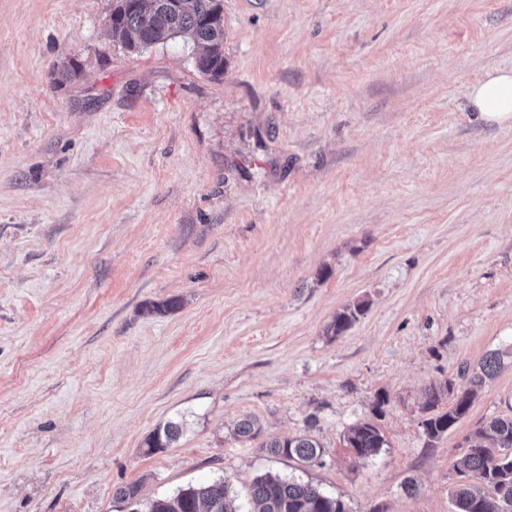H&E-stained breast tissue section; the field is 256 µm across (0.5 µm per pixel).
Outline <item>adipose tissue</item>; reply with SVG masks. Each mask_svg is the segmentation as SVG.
Listing matches in <instances>:
<instances>
[{
  "instance_id": "adipose-tissue-1",
  "label": "adipose tissue",
  "mask_w": 512,
  "mask_h": 512,
  "mask_svg": "<svg viewBox=\"0 0 512 512\" xmlns=\"http://www.w3.org/2000/svg\"><path fill=\"white\" fill-rule=\"evenodd\" d=\"M467 99L478 120L512 128V69H495L469 87Z\"/></svg>"
}]
</instances>
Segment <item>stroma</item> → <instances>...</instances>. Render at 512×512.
Masks as SVG:
<instances>
[{
  "label": "stroma",
  "instance_id": "obj_1",
  "mask_svg": "<svg viewBox=\"0 0 512 512\" xmlns=\"http://www.w3.org/2000/svg\"><path fill=\"white\" fill-rule=\"evenodd\" d=\"M111 5L0 0V512H146L217 479L243 502L269 472L350 512H454L470 435L512 416V128L466 101L512 69V0H224L219 79L181 38L122 48ZM492 352L427 440L426 389ZM371 418L386 444L354 458ZM295 436L322 465L262 448ZM362 308V304H357L353 308L347 307L345 310L338 312L333 321L328 325L327 332L334 337L344 333L358 319L357 314L362 313ZM500 364V358L496 354L487 355L479 366L468 376V370L463 369L461 375L466 384L457 388L455 383L446 380L439 385L428 388L426 399L421 407L423 419L421 426L423 433L429 440L438 439L457 422L464 418L472 404L476 391L482 388L486 379H490ZM452 395L453 405L446 412H438L439 405L448 396ZM182 427L179 422L168 421L160 425L146 441L148 453H154L163 448H168L181 435ZM344 442L346 448H349L353 455L360 460L377 455L386 443L381 431L371 423L351 427Z\"/></svg>",
  "mask_w": 512,
  "mask_h": 512
}]
</instances>
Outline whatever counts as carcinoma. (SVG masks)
Segmentation results:
<instances>
[{"mask_svg":"<svg viewBox=\"0 0 512 512\" xmlns=\"http://www.w3.org/2000/svg\"><path fill=\"white\" fill-rule=\"evenodd\" d=\"M108 20L112 38L131 51L183 37L193 43L196 69L213 78L224 76L223 0H148L147 9L135 8L132 0H114ZM363 305L339 312L327 332L336 337L348 330ZM500 364L495 354L486 356L479 368L462 370L466 384L455 387L447 380L428 388L421 407L424 435L434 440L464 418L476 391L491 378ZM453 405L438 411L447 397ZM181 424L168 421L156 428L146 441L147 452L169 447L181 435ZM344 442L353 455L367 459L377 455L385 444L381 431L371 423L349 429ZM268 451L285 459L318 463L323 449L306 436L272 439ZM459 474L475 483L452 488L455 512H512V416L493 419L485 429L469 438L466 454L457 465ZM147 512H241L235 497L223 480L189 486L170 497L149 504ZM247 512H349L345 503L329 496L311 482H299L278 474L257 477L251 487Z\"/></svg>","mask_w":512,"mask_h":512,"instance_id":"cac0c4a2","label":"carcinoma"}]
</instances>
